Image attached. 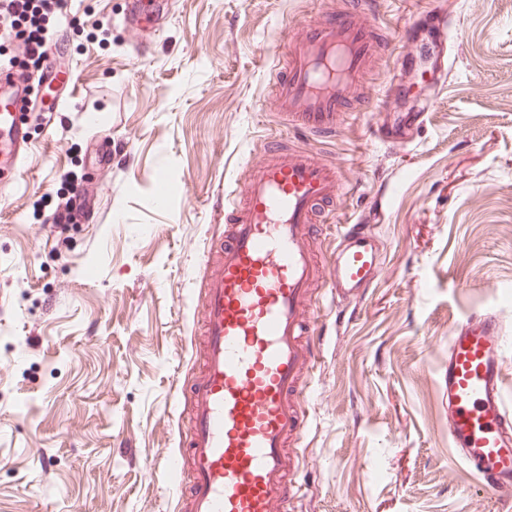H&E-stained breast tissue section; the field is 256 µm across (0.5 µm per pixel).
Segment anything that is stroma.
<instances>
[{
  "instance_id": "stroma-1",
  "label": "stroma",
  "mask_w": 512,
  "mask_h": 512,
  "mask_svg": "<svg viewBox=\"0 0 512 512\" xmlns=\"http://www.w3.org/2000/svg\"><path fill=\"white\" fill-rule=\"evenodd\" d=\"M127 0H71L49 32L54 79L18 114L29 155L0 195V512H182L171 467L189 427L176 380L201 370L192 306L223 237L225 187L282 125L268 64L288 30L337 0H168L143 29ZM447 11L452 71L433 81ZM393 52L371 101L319 150L349 180L341 207L376 226L375 288L322 331L307 389L303 492L292 512H504L451 451L448 331L498 308L512 396V0H385ZM109 34H102L101 25ZM431 100L413 142L370 134ZM88 194L64 236L53 210Z\"/></svg>"
}]
</instances>
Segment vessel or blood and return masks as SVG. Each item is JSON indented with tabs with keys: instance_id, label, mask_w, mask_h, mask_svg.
<instances>
[{
	"instance_id": "obj_1",
	"label": "vessel or blood",
	"mask_w": 512,
	"mask_h": 512,
	"mask_svg": "<svg viewBox=\"0 0 512 512\" xmlns=\"http://www.w3.org/2000/svg\"><path fill=\"white\" fill-rule=\"evenodd\" d=\"M382 0H344L298 26L275 95L286 133L260 143L261 159L224 196L220 267L197 305L205 321L203 370L188 390L191 425L179 451L188 465V512H283L299 492L297 448L309 428L306 379L320 353L324 278L337 303L378 281L379 248L359 217L337 220L342 173L288 136L330 138L365 104L359 90L388 52ZM422 112L397 113L374 137L403 143ZM27 141L16 113L0 111V174L16 171ZM316 224L336 227V246L318 267ZM502 317L484 308L448 335V438L456 456L502 504L512 503V408L505 399Z\"/></svg>"
}]
</instances>
